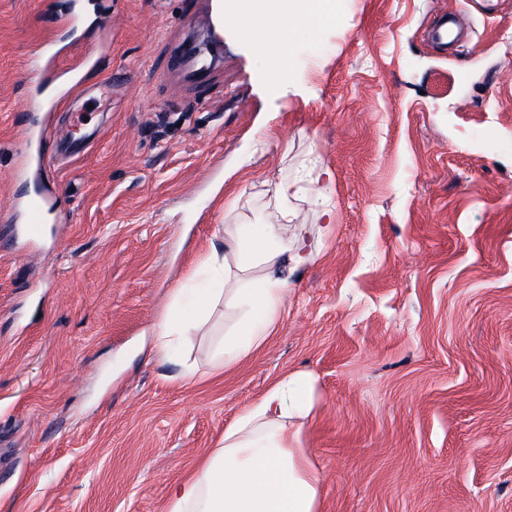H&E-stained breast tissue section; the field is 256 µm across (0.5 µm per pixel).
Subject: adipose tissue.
Listing matches in <instances>:
<instances>
[{
    "instance_id": "adipose-tissue-1",
    "label": "adipose tissue",
    "mask_w": 512,
    "mask_h": 512,
    "mask_svg": "<svg viewBox=\"0 0 512 512\" xmlns=\"http://www.w3.org/2000/svg\"><path fill=\"white\" fill-rule=\"evenodd\" d=\"M332 11V0H259L243 13L241 23L257 33L275 29L284 39L297 27L327 19ZM288 221V211L280 210L277 223L239 229L236 239L204 257L209 277L177 290L160 325L155 356L170 358L226 299L242 301L248 314L224 341V365L237 363L267 338L288 286L275 267L285 258L295 267L309 260L303 244L291 246L281 238ZM256 265L267 273L245 287L246 275ZM312 390L305 373L269 389L225 430L223 446L208 455L198 473L172 486L167 512H317L319 480L297 434L288 431L290 418L308 414Z\"/></svg>"
}]
</instances>
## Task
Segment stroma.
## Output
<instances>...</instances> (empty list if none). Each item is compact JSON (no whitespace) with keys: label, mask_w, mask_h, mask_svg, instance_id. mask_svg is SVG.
I'll return each instance as SVG.
<instances>
[{"label":"stroma","mask_w":512,"mask_h":512,"mask_svg":"<svg viewBox=\"0 0 512 512\" xmlns=\"http://www.w3.org/2000/svg\"><path fill=\"white\" fill-rule=\"evenodd\" d=\"M50 8L111 25L110 47L86 61ZM447 12L473 33L443 52ZM211 29L204 0H0V196L28 192L15 78L43 43L80 81L53 140L73 112L98 129L44 172L41 241L0 221V512H166L296 372L318 512H512V0H334L267 48L228 26L202 80L178 52ZM283 206L312 258L265 342L220 365L228 302L181 360L153 357L225 226ZM458 36L455 35L453 20L448 18V14L438 16L427 33L428 40L440 48L447 47L448 40L455 41Z\"/></svg>","instance_id":"stroma-1"}]
</instances>
